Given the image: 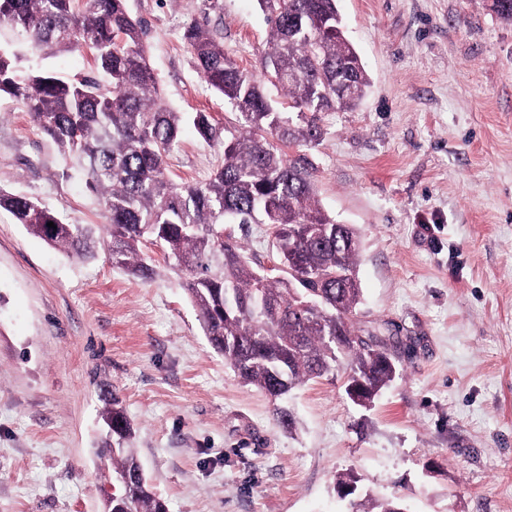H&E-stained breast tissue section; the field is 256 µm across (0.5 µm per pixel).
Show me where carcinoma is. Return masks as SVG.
<instances>
[{"label": "carcinoma", "mask_w": 512, "mask_h": 512, "mask_svg": "<svg viewBox=\"0 0 512 512\" xmlns=\"http://www.w3.org/2000/svg\"><path fill=\"white\" fill-rule=\"evenodd\" d=\"M268 27L260 73L224 50L208 17L185 24L183 40L201 76L229 101L237 124L208 112H177L158 95L147 58L148 27L127 0H0V36L24 40L44 57L88 50L97 75L63 81L45 70L23 72L21 55L0 51V94L26 107L70 167L87 176L103 206L112 264L142 280L159 276L154 246L196 308L209 342L246 386L274 404L279 426L295 427L286 402L297 387L328 376L347 360V395L366 406L399 376L384 340L360 334V238L317 199L308 173L284 146L320 144L319 114L354 108L367 76L343 33L336 0H257ZM288 98L275 101L267 85ZM223 146L224 164L201 184L170 179L166 157L182 127ZM54 248L95 257L97 229L65 224L38 199L0 191V211ZM52 222L56 228H50ZM226 224L272 230L278 269L267 273L243 248L219 236ZM115 451L99 449L112 475L135 473L134 431L118 397L106 400ZM115 493V512H165L142 479L130 500ZM396 499L361 497L353 512H396Z\"/></svg>", "instance_id": "obj_1"}]
</instances>
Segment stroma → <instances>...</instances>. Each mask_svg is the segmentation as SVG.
<instances>
[{
	"label": "stroma",
	"mask_w": 512,
	"mask_h": 512,
	"mask_svg": "<svg viewBox=\"0 0 512 512\" xmlns=\"http://www.w3.org/2000/svg\"><path fill=\"white\" fill-rule=\"evenodd\" d=\"M224 48L259 67L257 0H215ZM204 0H127L178 112L235 116L198 73L182 31ZM369 79L353 109L325 112L304 157L317 198L361 240L357 325L389 337L400 376L369 407L346 365L295 389L296 427L242 385L209 344L169 268L144 282L105 248L81 260L0 211V512H104L111 475L103 394L122 402L131 446L167 512H350L338 492L400 497L406 512H512V22L487 0H338ZM64 79L91 75L79 49L26 54ZM224 162L185 129L178 184ZM0 190L102 224V206L25 107L0 98Z\"/></svg>",
	"instance_id": "stroma-1"
}]
</instances>
